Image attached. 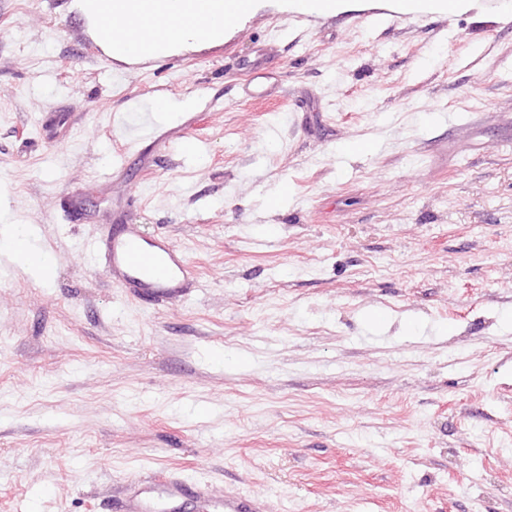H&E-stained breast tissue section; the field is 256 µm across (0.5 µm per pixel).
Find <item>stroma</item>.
Returning a JSON list of instances; mask_svg holds the SVG:
<instances>
[{"mask_svg": "<svg viewBox=\"0 0 512 512\" xmlns=\"http://www.w3.org/2000/svg\"><path fill=\"white\" fill-rule=\"evenodd\" d=\"M70 3L0 0V231L50 257L0 255V512L168 475L211 500L153 512H512V8L256 0L128 63ZM127 224L187 295L113 283L93 243ZM17 234L18 233L12 234L5 241L1 242V248H6L26 269H41L45 267L46 259L42 255L34 257L30 254L25 248L22 235ZM19 257H21L25 263H23Z\"/></svg>", "mask_w": 512, "mask_h": 512, "instance_id": "stroma-1", "label": "stroma"}]
</instances>
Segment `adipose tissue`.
<instances>
[{
	"instance_id": "1",
	"label": "adipose tissue",
	"mask_w": 512,
	"mask_h": 512,
	"mask_svg": "<svg viewBox=\"0 0 512 512\" xmlns=\"http://www.w3.org/2000/svg\"><path fill=\"white\" fill-rule=\"evenodd\" d=\"M104 51L121 60H147L224 34V0H77ZM124 41L114 46L115 31Z\"/></svg>"
}]
</instances>
